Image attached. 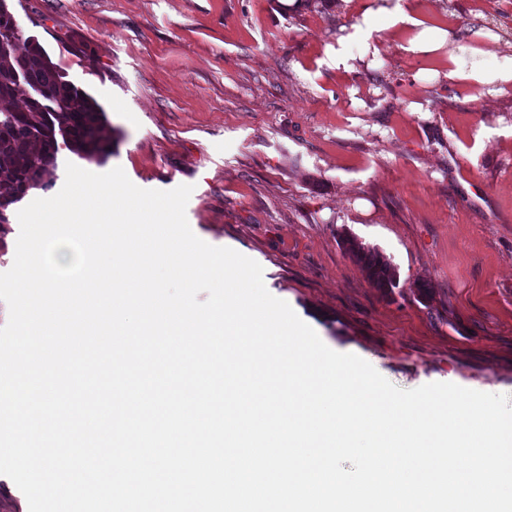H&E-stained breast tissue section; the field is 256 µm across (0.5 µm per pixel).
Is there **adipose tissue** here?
Instances as JSON below:
<instances>
[{
	"label": "adipose tissue",
	"mask_w": 512,
	"mask_h": 512,
	"mask_svg": "<svg viewBox=\"0 0 512 512\" xmlns=\"http://www.w3.org/2000/svg\"><path fill=\"white\" fill-rule=\"evenodd\" d=\"M363 19L365 25L359 29L358 37L365 53L379 52L369 32L370 25L377 24L383 30L403 34L401 48L407 53L419 55L448 49L449 81H465L491 94L512 88V53L503 51L499 37L486 29L476 32L481 46H453L449 30L417 17L410 0H381L380 5L367 8Z\"/></svg>",
	"instance_id": "1"
}]
</instances>
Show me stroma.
<instances>
[{
    "label": "stroma",
    "instance_id": "stroma-1",
    "mask_svg": "<svg viewBox=\"0 0 512 512\" xmlns=\"http://www.w3.org/2000/svg\"><path fill=\"white\" fill-rule=\"evenodd\" d=\"M370 2L11 0L106 113L113 153L88 171L191 185L197 237L258 262L328 347L394 386L512 397V94L449 83L447 51L408 55L387 31L363 57L350 35ZM414 3L455 41L512 37V0ZM348 236L397 288L372 287Z\"/></svg>",
    "mask_w": 512,
    "mask_h": 512
}]
</instances>
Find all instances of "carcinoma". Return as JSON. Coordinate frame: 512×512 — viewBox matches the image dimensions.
I'll list each match as a JSON object with an SVG mask.
<instances>
[{"instance_id": "carcinoma-1", "label": "carcinoma", "mask_w": 512, "mask_h": 512, "mask_svg": "<svg viewBox=\"0 0 512 512\" xmlns=\"http://www.w3.org/2000/svg\"><path fill=\"white\" fill-rule=\"evenodd\" d=\"M7 0H0V100L28 92L21 109L0 111V178L12 190L0 196V231H8L13 207L28 193L52 183L58 154L66 148L82 159L103 162L114 138L104 134L106 114L97 100L66 79L41 43L17 33ZM349 252L371 285L385 293L398 286L389 260L350 240Z\"/></svg>"}]
</instances>
